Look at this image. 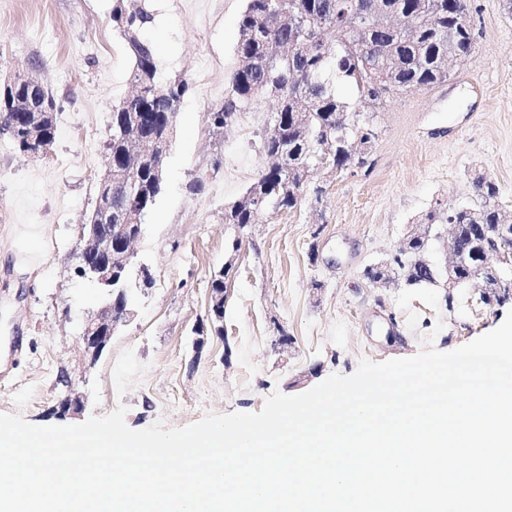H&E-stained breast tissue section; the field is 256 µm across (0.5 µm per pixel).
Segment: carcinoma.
<instances>
[{"instance_id": "cac0c4a2", "label": "carcinoma", "mask_w": 512, "mask_h": 512, "mask_svg": "<svg viewBox=\"0 0 512 512\" xmlns=\"http://www.w3.org/2000/svg\"><path fill=\"white\" fill-rule=\"evenodd\" d=\"M247 6L239 20V39L236 47L238 65L230 76L231 96L208 110V123L227 127L239 113L253 103L266 98L275 101L273 112L280 114L277 136L264 138L262 149L271 158L279 157L259 174L245 195L252 202H234L224 207V223L238 228L254 224L264 211L291 210L301 200L288 184V175L299 165L312 159V154L330 151L328 159L342 169L351 165L346 144L356 139L377 136L374 126L363 120L372 105L381 103L384 95L377 84L389 80L397 90L422 91L442 83L447 75L439 70L437 60L439 39L453 31L464 60L474 54V37L467 0H382L396 4L419 17L409 33L374 34L369 67L355 55L353 45L339 27L349 8V0H246ZM306 13L314 22L315 41L296 47L275 61H270L276 46L286 47L295 41L296 34L281 18L293 13ZM113 25L124 35L134 59L131 81L139 92L133 106L119 104L112 110V124L128 121L129 113L140 117L139 132L144 138L161 133L168 114L177 112L180 99L189 90V82L179 79L165 86L157 79V65L149 44L140 39L151 15L138 0H120L112 10ZM398 64H393V59ZM341 86L357 91L351 104L339 94ZM15 95L41 98L55 107L45 89L21 82ZM308 104L318 139L296 124L293 113ZM472 197L469 203L453 210L435 206L421 219L423 224H452L458 254L474 261L486 253H498L505 261L491 260L486 272L489 281L503 280V290L512 292V239L496 236L502 210L498 185L476 174L472 177Z\"/></svg>"}]
</instances>
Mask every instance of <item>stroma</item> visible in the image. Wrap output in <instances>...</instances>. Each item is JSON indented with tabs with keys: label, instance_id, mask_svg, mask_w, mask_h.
I'll list each match as a JSON object with an SVG mask.
<instances>
[{
	"label": "stroma",
	"instance_id": "1",
	"mask_svg": "<svg viewBox=\"0 0 512 512\" xmlns=\"http://www.w3.org/2000/svg\"><path fill=\"white\" fill-rule=\"evenodd\" d=\"M143 36L162 81L187 79L165 164V186L135 245L155 285L136 302L93 367L80 333L98 291L74 271L82 224L97 203L112 108L131 92L132 58L112 25L115 0H0V70L37 72L57 102L55 139L29 159L0 135V413L66 426L118 405L126 423L186 426L208 413L257 412L273 392L296 395L426 347L448 352L499 326L512 302L475 288H378L367 265L394 254L435 201L472 195L479 170L512 214V12L469 0L475 54L449 81L389 95L374 113L366 167L315 171L292 210L270 211L244 245L224 306V334L194 350L209 283L234 231L224 208L267 159L265 99L213 135L206 113L230 93L246 0H141ZM202 190H194L195 180ZM291 353H275L278 327ZM85 372L82 414L61 415L62 371Z\"/></svg>",
	"mask_w": 512,
	"mask_h": 512
}]
</instances>
